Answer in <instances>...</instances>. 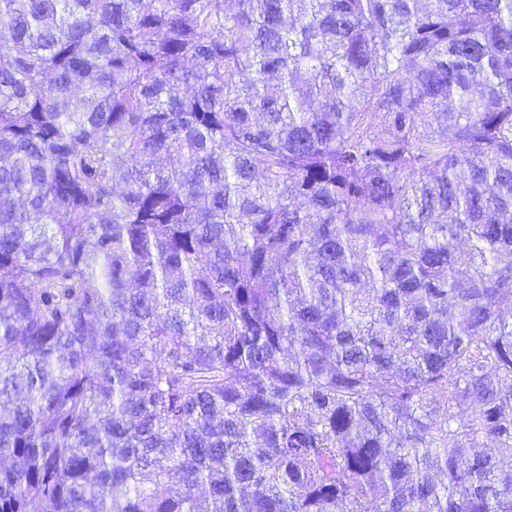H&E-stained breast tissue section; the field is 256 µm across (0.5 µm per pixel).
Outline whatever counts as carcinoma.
<instances>
[{"label": "carcinoma", "mask_w": 512, "mask_h": 512, "mask_svg": "<svg viewBox=\"0 0 512 512\" xmlns=\"http://www.w3.org/2000/svg\"><path fill=\"white\" fill-rule=\"evenodd\" d=\"M0 0V512H512V0Z\"/></svg>", "instance_id": "obj_1"}]
</instances>
